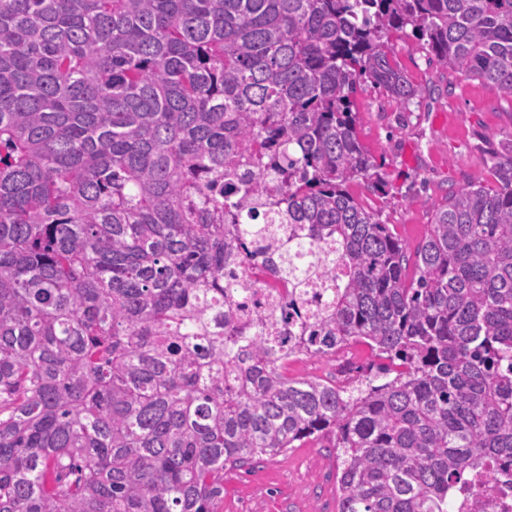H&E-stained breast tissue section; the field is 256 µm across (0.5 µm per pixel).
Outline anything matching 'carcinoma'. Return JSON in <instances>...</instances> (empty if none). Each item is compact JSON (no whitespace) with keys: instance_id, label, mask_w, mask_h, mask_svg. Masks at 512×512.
Returning a JSON list of instances; mask_svg holds the SVG:
<instances>
[{"instance_id":"cac0c4a2","label":"carcinoma","mask_w":512,"mask_h":512,"mask_svg":"<svg viewBox=\"0 0 512 512\" xmlns=\"http://www.w3.org/2000/svg\"><path fill=\"white\" fill-rule=\"evenodd\" d=\"M411 29L512 94V0H0V512H216L328 435L338 512H448L512 467V131L414 252L351 95ZM288 299L245 322L239 277ZM353 343L352 386L292 379Z\"/></svg>"}]
</instances>
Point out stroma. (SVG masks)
<instances>
[{"label":"stroma","instance_id":"1","mask_svg":"<svg viewBox=\"0 0 512 512\" xmlns=\"http://www.w3.org/2000/svg\"><path fill=\"white\" fill-rule=\"evenodd\" d=\"M389 45L393 63L429 92L403 107L361 83L354 99L359 138L385 188L375 192L356 183L352 189L413 248L431 220L427 199L488 178L481 148L485 136L512 130V95L440 71L403 33L392 34ZM369 360L365 347L352 345L327 359L300 356L287 373L346 385L364 375ZM329 447V439L319 437L251 471L225 469L217 512H337L336 461Z\"/></svg>","mask_w":512,"mask_h":512}]
</instances>
